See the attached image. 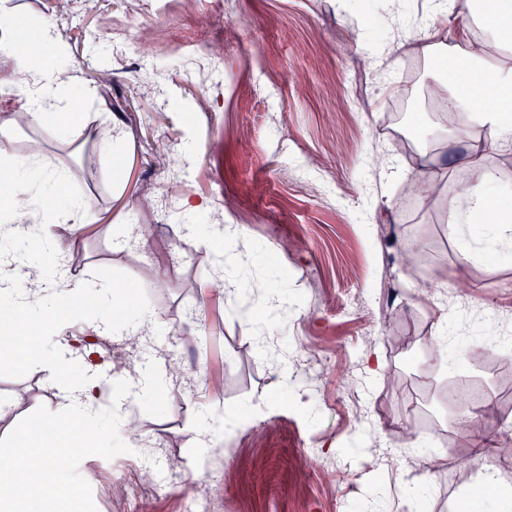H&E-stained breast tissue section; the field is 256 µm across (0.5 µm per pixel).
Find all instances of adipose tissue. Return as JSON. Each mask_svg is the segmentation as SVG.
<instances>
[{
	"instance_id": "adipose-tissue-1",
	"label": "adipose tissue",
	"mask_w": 512,
	"mask_h": 512,
	"mask_svg": "<svg viewBox=\"0 0 512 512\" xmlns=\"http://www.w3.org/2000/svg\"><path fill=\"white\" fill-rule=\"evenodd\" d=\"M453 0H437L423 23L412 34L415 43L433 58L436 70L452 68L453 80L445 94L454 109L471 112L485 135L473 139L468 128L449 129L445 149L454 153L455 167L470 174L469 195L474 210L466 217H451L448 231L465 239V257L496 251L512 245V211L492 200L485 185L490 175L482 164L490 150L512 148V62L490 63L484 45L464 40L447 43L445 21L454 12ZM486 24L492 37L512 33V0H470L460 25ZM59 42L50 21L29 28L6 0H0V77L32 73L33 88L18 91L10 108L0 111V237L8 248L0 249V366L22 362L42 368L54 381L59 402L55 409L14 420L12 404H0V422L10 435L8 451L0 450V512H59L64 475L56 458L71 453L77 430H94L101 419L123 423L131 398L161 394L168 384L165 361L149 357L133 371L115 373L111 379L99 374L98 342L116 334L138 335L155 327L157 316L145 311L127 315L121 295L109 281L98 283L73 274L70 255L61 253L51 232L55 224L86 223L92 206L83 196L72 194L73 173L47 152L49 142L72 147L71 115L98 98L96 89L77 84L65 86L61 59L51 48ZM36 129L18 148L22 128ZM182 213L191 217L187 235L210 250L217 265L236 269L241 261V232L234 224L201 226L195 219L204 203L183 199ZM486 220L496 229L494 241L476 237L474 228ZM37 270L32 286H25L19 267ZM238 290L259 291L262 310H239V317L263 333L280 322L288 309V294L273 287L265 274H235ZM84 321L80 334L71 326ZM492 400L482 404V420L468 437L470 455L483 458L480 467L469 468L460 497L461 508L476 498L485 505L497 503V489L506 478L491 458L499 447L496 435L484 422L494 416Z\"/></svg>"
}]
</instances>
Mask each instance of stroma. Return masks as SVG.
<instances>
[{
	"mask_svg": "<svg viewBox=\"0 0 512 512\" xmlns=\"http://www.w3.org/2000/svg\"><path fill=\"white\" fill-rule=\"evenodd\" d=\"M12 3L30 23L52 18L68 74L97 88L90 125L122 133L121 164L92 151L74 186L97 220L56 225L58 245L84 250L77 276L112 279L130 310L163 317L155 342L198 380L189 393L173 380L131 402L137 446H117L104 421L94 448L70 460L72 506L186 512L202 487L210 512H450L464 478L458 411L441 394L464 377L512 403V342L500 327L512 320V250L464 260L448 233L450 210L467 204L459 171L446 170L433 205L418 204L416 167L390 142L405 84L419 142L438 148L445 128L426 91L449 79L410 39L430 0H94L67 17L55 0ZM200 44L222 47L223 77L199 73ZM172 182L207 203L202 223L220 212L242 226L244 267L281 272L293 311L263 341L235 312L258 294L219 287L211 252L183 234L180 215L158 223L149 199ZM111 221L143 225L148 238L118 244ZM442 314L455 331L440 340ZM463 340L483 345L485 361L448 367ZM368 354L381 376L364 372ZM285 361L303 382L295 402L278 388ZM55 395L44 371L0 368V401L16 414ZM262 399L268 408L232 442L193 458L200 414ZM363 425L376 437L362 457L333 451ZM401 428L416 447L403 446ZM145 454L159 460L156 481L134 468ZM435 455L447 463L416 505L417 463Z\"/></svg>",
	"mask_w": 512,
	"mask_h": 512,
	"instance_id": "obj_1",
	"label": "stroma"
}]
</instances>
